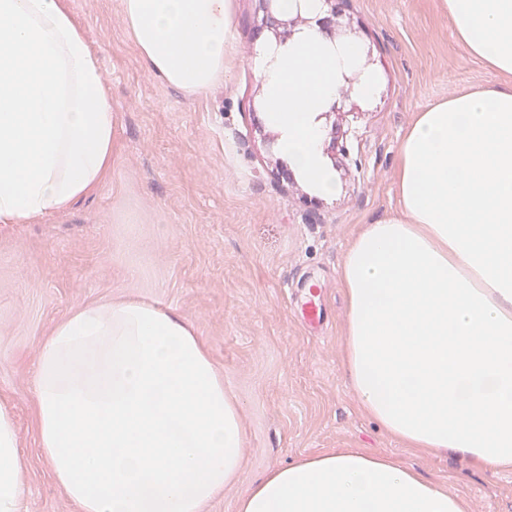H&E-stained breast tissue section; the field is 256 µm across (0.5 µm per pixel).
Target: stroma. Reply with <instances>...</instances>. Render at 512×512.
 Returning <instances> with one entry per match:
<instances>
[{
  "mask_svg": "<svg viewBox=\"0 0 512 512\" xmlns=\"http://www.w3.org/2000/svg\"><path fill=\"white\" fill-rule=\"evenodd\" d=\"M102 67L118 118L111 171L69 209L0 224V406L15 417L23 512H76L38 448L39 343L79 305L129 295L186 317L241 407V473L205 512H235L272 469L348 448L392 458L458 496L464 512H512V469L481 471L445 450L411 448L363 410L343 375L347 302L339 278L361 225L397 206L401 138L418 112L499 75L457 44L440 0H350L362 65L379 80L336 115L351 155L331 169L336 193L304 203L302 179L277 178L281 154L256 75L254 0H233L224 77L189 96L144 65L122 0H66ZM322 287L324 321L302 314Z\"/></svg>",
  "mask_w": 512,
  "mask_h": 512,
  "instance_id": "1",
  "label": "stroma"
}]
</instances>
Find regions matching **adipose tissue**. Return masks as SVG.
<instances>
[{
    "label": "adipose tissue",
    "mask_w": 512,
    "mask_h": 512,
    "mask_svg": "<svg viewBox=\"0 0 512 512\" xmlns=\"http://www.w3.org/2000/svg\"><path fill=\"white\" fill-rule=\"evenodd\" d=\"M469 56L499 73L418 113L398 208L362 225L339 277L344 368L365 412L413 448L512 465V0H441ZM148 70L185 94L224 76L233 0H123ZM99 61L64 0H0V224L58 212L112 166ZM38 444L78 512H204L240 473V407L194 326L130 296L77 306L35 368ZM22 461L0 408V512H22ZM236 512H463L458 497L357 449L307 457Z\"/></svg>",
    "instance_id": "ef3b65f1"
}]
</instances>
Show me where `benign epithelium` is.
Listing matches in <instances>:
<instances>
[{"mask_svg":"<svg viewBox=\"0 0 512 512\" xmlns=\"http://www.w3.org/2000/svg\"><path fill=\"white\" fill-rule=\"evenodd\" d=\"M262 17L257 20L253 28L254 37L261 35L279 44L292 39L306 26L316 25L329 40H336V29L339 18L343 16L348 0H322L323 10L317 17H307L298 11L295 14L284 17L277 11V0H257ZM328 141L327 155L331 160H336V155L347 157L350 155L348 136L340 132V128L331 125L327 130Z\"/></svg>","mask_w":512,"mask_h":512,"instance_id":"obj_1","label":"benign epithelium"}]
</instances>
